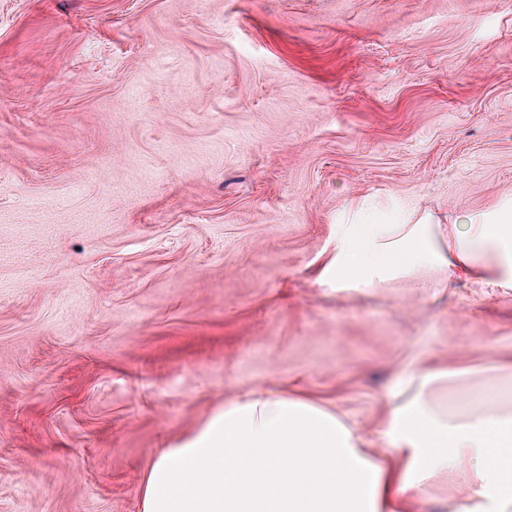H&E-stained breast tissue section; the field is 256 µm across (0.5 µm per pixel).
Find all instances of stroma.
<instances>
[{"label":"stroma","instance_id":"1","mask_svg":"<svg viewBox=\"0 0 512 512\" xmlns=\"http://www.w3.org/2000/svg\"><path fill=\"white\" fill-rule=\"evenodd\" d=\"M512 194V0H0V512H142L245 392L389 456L413 353L512 361V291L339 292L336 217Z\"/></svg>","mask_w":512,"mask_h":512}]
</instances>
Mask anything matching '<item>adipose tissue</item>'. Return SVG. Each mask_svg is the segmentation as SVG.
Returning a JSON list of instances; mask_svg holds the SVG:
<instances>
[{
    "label": "adipose tissue",
    "mask_w": 512,
    "mask_h": 512,
    "mask_svg": "<svg viewBox=\"0 0 512 512\" xmlns=\"http://www.w3.org/2000/svg\"><path fill=\"white\" fill-rule=\"evenodd\" d=\"M354 200L340 214L318 279L341 290L451 279L512 289V196L445 217ZM466 368L413 354L389 397L376 460L344 414L305 397L250 391L187 440L162 451L142 512H406L435 487L457 489L452 512H512V397L496 386L459 396Z\"/></svg>",
    "instance_id": "1"
}]
</instances>
